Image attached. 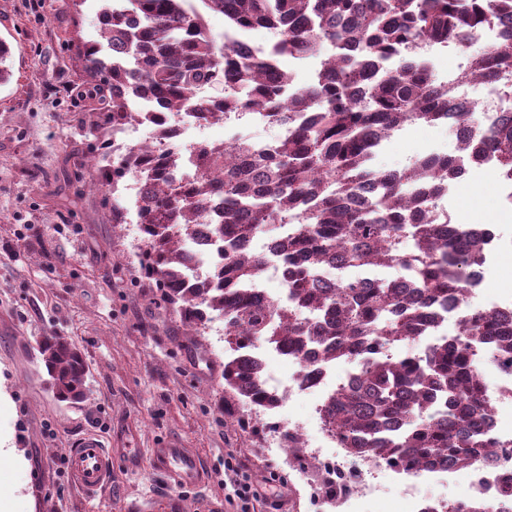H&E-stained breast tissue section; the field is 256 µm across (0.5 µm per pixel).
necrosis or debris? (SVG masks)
Masks as SVG:
<instances>
[{
	"label": "necrosis or debris",
	"mask_w": 512,
	"mask_h": 512,
	"mask_svg": "<svg viewBox=\"0 0 512 512\" xmlns=\"http://www.w3.org/2000/svg\"><path fill=\"white\" fill-rule=\"evenodd\" d=\"M128 111L137 113L138 118L112 133L113 146L134 144L146 145L150 149H177V161L181 171L191 168L192 151L203 142L206 130L184 112H168L162 115L153 111V103L145 97H132L126 102ZM473 232L483 234L485 263L472 272L471 286L467 297L471 307L477 311H495L505 318H512V300L505 301L488 296L485 292L486 263L492 262L503 251L501 236L493 225L472 224ZM189 255L187 272L193 285L207 280V274L214 265L222 246L213 237H194L185 247ZM279 358L295 365V372L287 382L263 378L264 388L279 400L297 399L324 391L333 381L332 364L323 360L317 350H310L307 359H297L287 349L275 350ZM299 437L304 453L296 467L315 493L318 501L335 507L336 512H350L351 507L367 500L373 490V481L379 469L378 463L368 459L351 458L346 449L338 447L337 438L328 427H321L317 437H310L302 423L289 425L287 434L274 435L275 447L287 449L288 436ZM488 435L495 443L493 454L481 467L439 464L428 469L431 477L463 476L464 499L471 501L496 500L500 497L499 477L512 475V431L506 432L497 422H490Z\"/></svg>",
	"instance_id": "necrosis-or-debris-1"
}]
</instances>
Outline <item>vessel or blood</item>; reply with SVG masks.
I'll use <instances>...</instances> for the list:
<instances>
[{"label":"vessel or blood","instance_id":"obj_1","mask_svg":"<svg viewBox=\"0 0 512 512\" xmlns=\"http://www.w3.org/2000/svg\"><path fill=\"white\" fill-rule=\"evenodd\" d=\"M120 458L127 473L135 474L141 468L139 449L121 448L116 455H109L94 437L81 440L67 457V466L79 487L89 494L106 490L112 478V460ZM152 460L155 468L163 473L168 482L177 488L198 487L204 473L198 457L180 443L170 442L154 449Z\"/></svg>","mask_w":512,"mask_h":512}]
</instances>
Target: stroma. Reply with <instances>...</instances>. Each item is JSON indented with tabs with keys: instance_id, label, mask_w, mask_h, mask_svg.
<instances>
[{
	"instance_id": "stroma-1",
	"label": "stroma",
	"mask_w": 512,
	"mask_h": 512,
	"mask_svg": "<svg viewBox=\"0 0 512 512\" xmlns=\"http://www.w3.org/2000/svg\"><path fill=\"white\" fill-rule=\"evenodd\" d=\"M93 0H0V39L10 43L13 76L0 86V435L18 464L0 469L15 512H240L225 487L224 463L278 494L281 508L318 512L287 460L224 412V321L192 334L158 299L135 256L131 225L112 221V195L91 186L93 136L79 122L99 108L84 92L78 43L100 40ZM443 124L414 123L378 151V169L409 166L430 153H453ZM457 223L496 225L509 241L486 286L512 296V208L496 177L471 167L441 201ZM65 337L88 366V397L58 401L35 349ZM106 448L142 452L169 441L197 451L206 475L195 489L173 488L143 461L139 473L112 470L109 491L81 494L67 453L84 436Z\"/></svg>"
}]
</instances>
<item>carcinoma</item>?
I'll use <instances>...</instances> for the list:
<instances>
[{"label":"carcinoma","instance_id":"obj_1","mask_svg":"<svg viewBox=\"0 0 512 512\" xmlns=\"http://www.w3.org/2000/svg\"><path fill=\"white\" fill-rule=\"evenodd\" d=\"M101 36L79 48L89 84L104 105L82 129L99 139L132 122L127 98L145 96L156 112H187L205 123L262 113L286 130L272 143L234 138L194 147L195 174L185 180L167 154L143 147L98 154L96 185L117 192L140 177L147 191L139 208L138 259L161 300L196 333L214 312L224 316V340L235 356L224 362V410L272 409L257 365L245 358L254 340L279 344L300 357L315 346L327 361H359L361 374L336 389L323 409L326 424L350 454L377 463H403L411 475L438 464L478 465L492 447L479 424L491 413L480 372L489 361L512 362V330L496 313H462L455 338L420 355L388 358L376 352L423 336L448 304L464 302L468 269L482 261L477 239L461 240L431 224L426 207L448 180L493 153L512 178V115L486 128L478 107L462 110L453 88L408 51L419 44L470 48L489 22H512V0H96ZM224 14L227 39L255 27L276 41L253 56L238 43L217 44L203 12ZM330 52L309 83L297 87L285 57ZM469 72L512 97V30L467 58ZM223 93L207 99L196 84ZM470 134L456 154H432L395 170L366 164L404 125L448 123L449 109ZM270 224H297L283 252L288 302L262 299L248 284L265 259L244 248ZM206 232L228 250L200 288L186 284L183 242ZM340 263L367 274L397 267L401 276L371 281L319 278ZM38 352L57 400L86 397L88 367L66 338L44 336ZM507 498L420 512H512Z\"/></svg>","mask_w":512,"mask_h":512}]
</instances>
